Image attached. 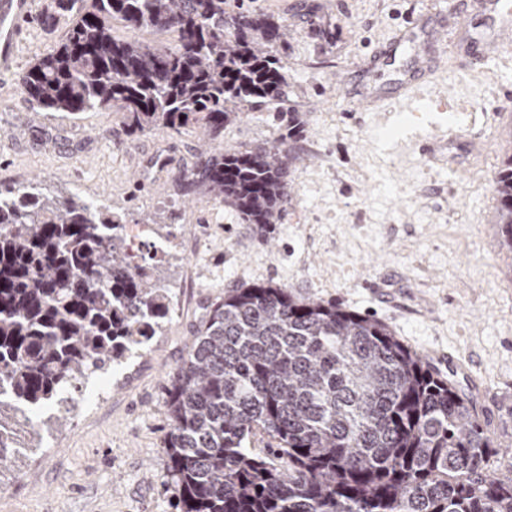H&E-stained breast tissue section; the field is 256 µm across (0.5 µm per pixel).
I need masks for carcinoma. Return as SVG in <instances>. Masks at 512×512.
Listing matches in <instances>:
<instances>
[{
    "instance_id": "obj_1",
    "label": "carcinoma",
    "mask_w": 512,
    "mask_h": 512,
    "mask_svg": "<svg viewBox=\"0 0 512 512\" xmlns=\"http://www.w3.org/2000/svg\"><path fill=\"white\" fill-rule=\"evenodd\" d=\"M66 38L20 76L38 108L125 112L132 132L193 124L206 148L180 177L249 224L277 221L291 194L285 143L223 147L241 106L278 103L285 26L227 0H57ZM173 32L176 43L112 37ZM493 223L512 250V150L492 180ZM0 187V431L88 375L131 358L172 310L169 290L94 201ZM164 453L181 512H512V476L475 398L431 371L389 327L265 284L212 304L170 375ZM257 430L276 441L245 448Z\"/></svg>"
}]
</instances>
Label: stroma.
I'll list each match as a JSON object with an SVG mask.
<instances>
[{
	"label": "stroma",
	"instance_id": "stroma-1",
	"mask_svg": "<svg viewBox=\"0 0 512 512\" xmlns=\"http://www.w3.org/2000/svg\"><path fill=\"white\" fill-rule=\"evenodd\" d=\"M463 0H236L286 23L272 51L287 67L277 105H248L224 129L228 149L273 144L287 115L293 192L277 223L258 230L233 208L185 195L200 132L130 134L121 112L76 116L35 111L18 70L58 45L68 16L45 27L55 0H31L14 72L0 73V183L37 185L48 196L103 200L126 223L160 213L159 250L142 248L173 307L156 336L126 363L95 373L63 405L40 409L37 429L18 427L14 463L0 470V512H180L163 451L170 430L165 385L196 327L225 290L271 284L388 324L429 368L478 399L512 471V251L491 218L490 188L512 135V61L474 70L437 65L441 106L389 99L361 112L357 96L386 94L399 67L418 65L425 30L448 46L464 40ZM393 48L394 64H373ZM448 130L437 162L421 138ZM166 168L150 173L157 155ZM456 365H449V358Z\"/></svg>",
	"mask_w": 512,
	"mask_h": 512
}]
</instances>
